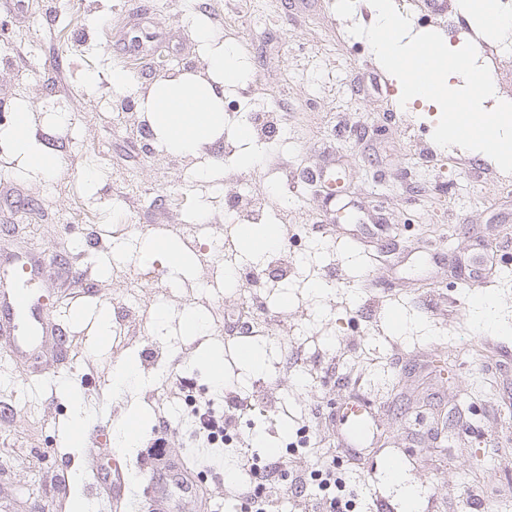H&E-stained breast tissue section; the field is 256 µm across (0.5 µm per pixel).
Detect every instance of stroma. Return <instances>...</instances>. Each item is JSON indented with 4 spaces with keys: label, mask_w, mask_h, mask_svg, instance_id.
I'll list each match as a JSON object with an SVG mask.
<instances>
[{
    "label": "stroma",
    "mask_w": 512,
    "mask_h": 512,
    "mask_svg": "<svg viewBox=\"0 0 512 512\" xmlns=\"http://www.w3.org/2000/svg\"><path fill=\"white\" fill-rule=\"evenodd\" d=\"M27 2L21 13L0 6V131L26 107L56 167L31 175L0 142V260L42 257L26 279L34 296L56 301L69 355L58 358L51 339L34 366L10 358L0 336V512H70L77 492L104 512L93 469L109 452L133 476L191 462L207 478L208 512H239L230 491L249 479L236 467L244 448L284 457L294 475L336 460L355 512H375L382 499L404 512L384 478L393 459L419 512H512V174L481 152L434 143L423 126L438 122L439 106H400L398 79L348 32L375 22L368 0L346 11L339 0ZM139 11L172 39L134 66L105 34L133 40ZM201 28L237 54L246 81L224 94L223 134L198 155H178L142 138L141 97L163 76L203 70ZM426 28L453 49L480 40L459 5ZM254 112L268 113L277 136L250 127ZM245 125L243 143L235 133ZM247 152L254 165L240 163ZM323 168L341 171L340 199L354 218L326 208L328 186L314 180ZM230 190L282 227L279 250L259 259L213 252L215 238L235 234L209 221ZM145 234L182 238L197 265L172 279L141 260ZM228 267L256 286L225 287ZM188 308L203 311L201 334L183 331ZM245 308L249 330L230 335ZM103 310L105 337L87 325ZM253 341L267 351L255 374L236 356ZM214 347L224 352L220 387L204 360ZM129 355L146 384L125 401L112 395L111 372ZM184 381L214 407L238 394L262 409L240 413L230 446L209 445L180 412ZM356 395L374 403L377 432L358 460L332 418ZM77 398L87 419L111 425L136 402L145 413L136 443L70 446ZM163 419L171 429L153 460L146 447ZM300 433L307 446L290 450ZM215 457L228 475L212 472Z\"/></svg>",
    "instance_id": "35a3bbf8"
}]
</instances>
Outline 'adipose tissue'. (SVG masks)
<instances>
[{"instance_id":"1","label":"adipose tissue","mask_w":512,"mask_h":512,"mask_svg":"<svg viewBox=\"0 0 512 512\" xmlns=\"http://www.w3.org/2000/svg\"><path fill=\"white\" fill-rule=\"evenodd\" d=\"M205 44V74L185 72L151 86L141 100V109L151 116L155 136L167 149L192 154L214 142L224 131V89L244 83L246 75L233 51L225 49L208 33ZM33 116L27 109L15 110L6 140L16 156L32 171L49 174L55 167L48 150L31 132ZM143 261L160 262L177 275L193 267L196 256L178 237L147 235L139 240Z\"/></svg>"}]
</instances>
